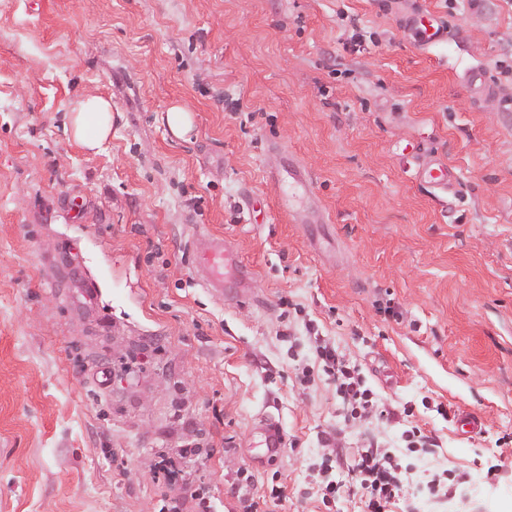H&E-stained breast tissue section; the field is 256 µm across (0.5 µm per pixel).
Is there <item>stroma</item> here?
I'll use <instances>...</instances> for the list:
<instances>
[{
	"label": "stroma",
	"instance_id": "stroma-1",
	"mask_svg": "<svg viewBox=\"0 0 512 512\" xmlns=\"http://www.w3.org/2000/svg\"><path fill=\"white\" fill-rule=\"evenodd\" d=\"M506 65L512 0H0V512H242L273 483L268 512H362L323 504L320 463L346 479L372 443L464 478L392 512H512ZM88 95L96 151L68 130ZM217 236L243 301L204 286ZM321 346L392 418L347 417ZM70 130L84 147H99L112 134V101L101 96L79 101L71 113ZM165 120L172 133L177 137H183L191 130V115L182 105L171 106L166 112ZM284 434L275 423H266L262 429L261 444L269 458L277 457L284 447Z\"/></svg>",
	"mask_w": 512,
	"mask_h": 512
}]
</instances>
